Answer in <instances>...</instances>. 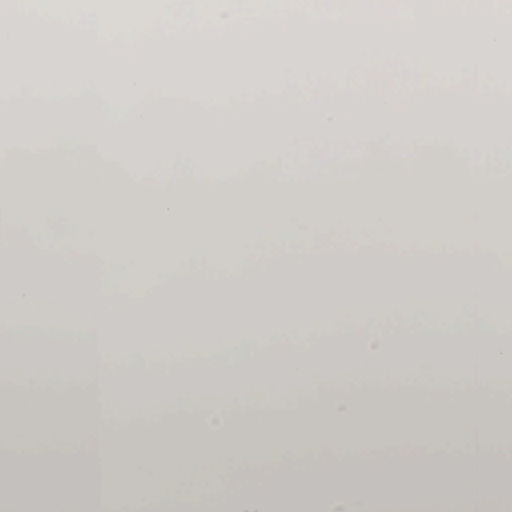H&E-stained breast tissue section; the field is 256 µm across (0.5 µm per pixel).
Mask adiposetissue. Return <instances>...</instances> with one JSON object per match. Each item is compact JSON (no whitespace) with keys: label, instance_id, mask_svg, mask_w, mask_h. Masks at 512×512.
I'll list each match as a JSON object with an SVG mask.
<instances>
[{"label":"adipose tissue","instance_id":"obj_1","mask_svg":"<svg viewBox=\"0 0 512 512\" xmlns=\"http://www.w3.org/2000/svg\"><path fill=\"white\" fill-rule=\"evenodd\" d=\"M33 0H0V87L34 98L51 83L132 108L127 123L53 120L27 128L0 114V332L36 335L38 304L75 311L73 350L47 362L75 365L71 380L0 366V413L27 399V414L66 399L72 413L92 409L96 424L78 440L51 437L18 446L0 427V462L25 475L38 457L43 494L23 512H64L56 491L68 481H105L110 512H212L228 477L250 474L236 512H269L270 492L306 499L324 492L319 512H373L365 489L386 475L391 512H448L427 498L434 471L465 472L466 512H490L484 489L512 437L487 432L512 407V343L501 342L498 294L512 274V136L502 134L512 79L498 78L500 47L512 32V0H289L256 20L243 0H154L150 19L123 22L82 7L36 9ZM41 54L12 52L17 38ZM388 55L414 67V82L381 91L370 71ZM232 58V78L216 64ZM361 90L359 111H309L308 103ZM454 104L462 119L441 121ZM336 154L358 147L363 160L348 180L282 178L318 145ZM38 176L41 221L20 223L30 207L19 185ZM394 216L389 246L355 244L348 229L364 199ZM478 212L456 237L413 238L424 212ZM91 218L96 250L59 238L56 249L23 254L19 235H51L56 224ZM239 233L225 257L224 227ZM277 226L278 240L266 235ZM345 271V288L325 290L326 269ZM455 288L453 312L438 304ZM274 306V320L240 322L249 306ZM464 322L468 352L454 383L441 382L434 336L449 314ZM385 332H377V324ZM346 337L342 381L315 369L308 336ZM279 340L270 392L233 396L236 377L214 376L202 362ZM125 340L152 343L149 364L178 363L149 392L128 388L112 369ZM382 364L385 375L370 374ZM392 425L446 410L466 428L461 439L339 445L316 436L295 441V422L312 413L337 432L359 427L370 411ZM209 447L192 465L144 464L128 452L132 432L178 439L185 427ZM253 441L237 451L238 433ZM279 443L267 447L270 435ZM136 474L146 490L130 498L116 483Z\"/></svg>","mask_w":512,"mask_h":512}]
</instances>
